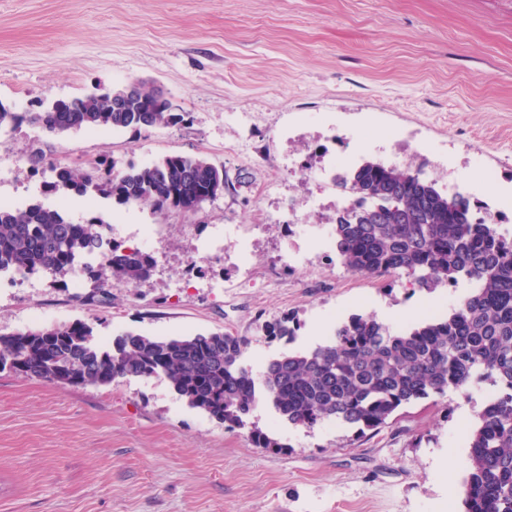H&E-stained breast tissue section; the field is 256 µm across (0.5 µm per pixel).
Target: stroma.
<instances>
[{"label": "stroma", "instance_id": "stroma-1", "mask_svg": "<svg viewBox=\"0 0 512 512\" xmlns=\"http://www.w3.org/2000/svg\"><path fill=\"white\" fill-rule=\"evenodd\" d=\"M153 85L182 124L50 134L0 129V197L98 214L156 260L138 284L113 280L83 305L88 280L33 276L0 288V332L76 322L112 344L134 330L245 337V365L327 343L355 314L396 310L399 328L447 313L466 284L368 277L299 224L331 226L336 207L313 174L397 155L447 191L512 225V0H0V104H40L99 88ZM66 166L104 158L114 172L171 155L222 166L229 187L193 214L160 216L102 194L46 192L31 155ZM158 225L151 244L141 228ZM248 229L234 253L193 261L222 225ZM291 249L300 262L281 263ZM251 287H240L242 275ZM289 317L295 334L267 336ZM491 387L417 400L381 430L283 421L259 403L246 427L190 407L162 375L72 386L0 372V512H464L469 438ZM278 442L257 447L251 429Z\"/></svg>", "mask_w": 512, "mask_h": 512}]
</instances>
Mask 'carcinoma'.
I'll use <instances>...</instances> for the list:
<instances>
[{
  "label": "carcinoma",
  "instance_id": "carcinoma-1",
  "mask_svg": "<svg viewBox=\"0 0 512 512\" xmlns=\"http://www.w3.org/2000/svg\"><path fill=\"white\" fill-rule=\"evenodd\" d=\"M29 121L49 133L85 127L140 129L174 126L184 115L154 87L127 95H83L56 100L21 116L0 103V128ZM50 193L86 197L96 192L120 205H148L164 215L195 213L228 186L224 169L199 156L173 155L150 166L112 172L106 160L88 169L49 166ZM353 198L336 211L335 249L353 272L407 275L421 287L464 279L470 292L446 315L400 331L373 315H353L334 339L306 353H283L259 374L242 365L246 341L227 332L155 338L128 331L103 348L85 324L0 333V354L28 339L24 375L47 381L106 386L116 378L165 375L193 408L230 427L245 426L256 390L296 426L340 420L363 434L378 430L401 406L465 392L489 382V395L472 435L462 484L464 512H512V238L480 216L487 207L457 192L448 196L410 165L368 159L338 177ZM106 220L73 223L61 208L41 203L0 208V273L80 271L91 281L85 302L110 280L133 286L150 277L154 260L113 249L107 268L85 259L103 248Z\"/></svg>",
  "mask_w": 512,
  "mask_h": 512
}]
</instances>
